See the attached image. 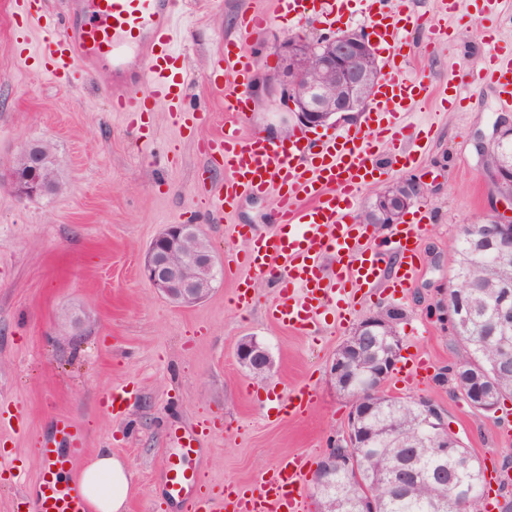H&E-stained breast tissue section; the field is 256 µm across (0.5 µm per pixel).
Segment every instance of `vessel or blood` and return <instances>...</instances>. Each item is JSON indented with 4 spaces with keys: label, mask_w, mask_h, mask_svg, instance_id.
I'll return each instance as SVG.
<instances>
[{
    "label": "vessel or blood",
    "mask_w": 512,
    "mask_h": 512,
    "mask_svg": "<svg viewBox=\"0 0 512 512\" xmlns=\"http://www.w3.org/2000/svg\"><path fill=\"white\" fill-rule=\"evenodd\" d=\"M274 4L277 14L296 21L315 17L328 26L351 5L362 6L366 35L390 48L365 124L375 141L392 139L394 130L429 92L424 80L406 69L404 49L421 35L430 46H438L447 40L446 28L425 25L412 0H274ZM90 5L92 20L69 22L52 32L41 50L30 52L34 64L59 84L107 67L112 75L107 90L112 111L127 113L139 128H146L147 117L161 103L178 121H203L204 113L184 106L191 73L179 44L185 23L179 0H90ZM268 22V14L262 11L243 15L237 39L225 40L211 64L216 76L212 89L227 120L201 144L202 151L225 172L209 197V210L220 215L241 195L261 196L277 189L275 222L280 231L252 238L243 261L255 276L275 280L279 299L269 307V319L309 332L328 305H337L339 316L349 315L352 299L364 286L387 277L393 287H408L418 270L415 243L431 216L423 211L416 223L394 225L400 260L396 267H389L382 252L361 248L363 231L355 218L360 190L381 170L375 141L348 130L319 140L295 132L284 143L240 133L236 121L250 108L254 61L241 52L239 43ZM487 45L479 77L501 102L511 105L512 51L504 52L494 37ZM329 256L336 264L331 278L325 273ZM314 397L312 388L299 387L281 398L277 411L303 415ZM61 440L67 442V450L58 448ZM39 452L46 466L25 493L31 512H90L79 484L60 478L85 454L81 429L69 420H57L52 435L42 439ZM196 453L185 442L169 462L164 475L167 501L188 505L190 512H302L305 454L280 458L249 484L230 485L203 496L198 492L197 472L186 464Z\"/></svg>",
    "instance_id": "b4317fda"
}]
</instances>
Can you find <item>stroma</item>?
Masks as SVG:
<instances>
[{
  "mask_svg": "<svg viewBox=\"0 0 512 512\" xmlns=\"http://www.w3.org/2000/svg\"><path fill=\"white\" fill-rule=\"evenodd\" d=\"M413 2L425 21L450 34L449 42L433 50L417 41L407 57L431 96L417 105L410 127L396 139L419 141L421 149L416 163L404 167L394 163L391 147H380L385 172L360 191L357 207L365 209L375 188L384 185H424L416 208H431L434 220L418 238V274L402 290L386 280L367 286L348 319L328 306L320 329L304 333L268 319L273 284L254 278L242 261L248 234L278 230L276 192L241 196L225 210L222 223L212 222L204 196L223 173L200 143L224 123L207 76L217 46L235 38L243 12L272 14L266 29L242 44L260 78L276 70L279 40L325 36L323 25L274 16L273 0H187V104L208 111L210 121L187 129L161 109L151 113L144 137L124 113L109 110L107 69L65 87L27 67L21 53L39 49L44 33L35 25L17 26L11 0H0V168L13 162L25 141L45 140L54 147L60 178L55 193L25 200L0 187V408L23 419L19 429L0 426V442L9 457L25 463L15 482L0 481V512H25L23 491L44 468L38 442L60 417L82 425L87 456L108 448L125 463L131 474L126 512H185L166 500L162 483L177 435L193 438L198 447L190 465L199 470L206 492L230 482L248 484L291 453L306 454L310 470H317L343 434L350 411L329 379L330 362L363 317L392 304L407 313L399 326L402 358L426 354L431 368L413 383L401 382L399 371H392L385 391L424 397L443 409L451 432L491 478L483 512H501L504 500L512 499V485L493 478L512 468V397L497 412L485 413L471 407L453 382L440 379L461 346L437 310L448 299L462 225L499 203L483 178L485 160L475 139L491 136L499 118L512 115V105H502L490 86L473 84L458 95L448 79L481 65L489 32L512 41V21L486 0H460L451 14L440 11L437 0ZM286 118L260 93L240 130L277 140ZM187 222L201 227L222 278L205 301L183 307L150 288L141 264L167 225ZM244 282L251 285L252 301L239 308L234 294ZM67 311L84 320L83 329L69 336L59 324ZM246 337L272 357L274 369L266 378L236 359V346ZM304 384L317 393L310 409L298 417L277 415L273 390ZM122 388L133 395L115 416L102 402Z\"/></svg>",
  "mask_w": 512,
  "mask_h": 512,
  "instance_id": "1",
  "label": "stroma"
}]
</instances>
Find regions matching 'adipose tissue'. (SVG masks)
<instances>
[{
    "label": "adipose tissue",
    "instance_id": "adipose-tissue-1",
    "mask_svg": "<svg viewBox=\"0 0 512 512\" xmlns=\"http://www.w3.org/2000/svg\"><path fill=\"white\" fill-rule=\"evenodd\" d=\"M79 484L94 512H124L129 473L111 449L98 450L81 471Z\"/></svg>",
    "mask_w": 512,
    "mask_h": 512
}]
</instances>
